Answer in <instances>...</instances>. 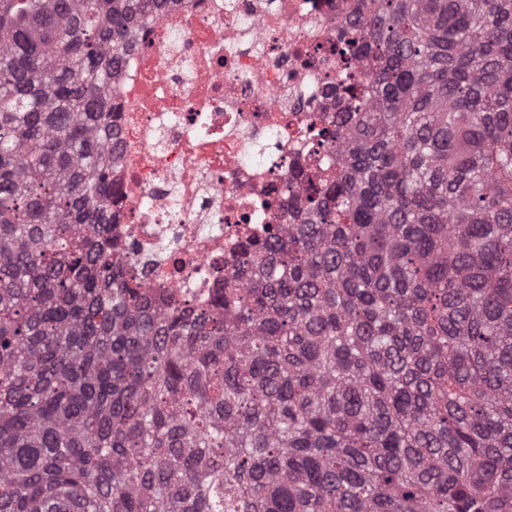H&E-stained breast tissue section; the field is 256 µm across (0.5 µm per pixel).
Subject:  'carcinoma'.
Listing matches in <instances>:
<instances>
[{"label":"carcinoma","mask_w":512,"mask_h":512,"mask_svg":"<svg viewBox=\"0 0 512 512\" xmlns=\"http://www.w3.org/2000/svg\"><path fill=\"white\" fill-rule=\"evenodd\" d=\"M164 0H0V512H512V0H360L336 170L206 309L112 238Z\"/></svg>","instance_id":"obj_1"}]
</instances>
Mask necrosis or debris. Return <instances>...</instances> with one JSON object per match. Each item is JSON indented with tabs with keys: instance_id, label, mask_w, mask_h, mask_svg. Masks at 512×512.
I'll return each instance as SVG.
<instances>
[{
	"instance_id": "necrosis-or-debris-1",
	"label": "necrosis or debris",
	"mask_w": 512,
	"mask_h": 512,
	"mask_svg": "<svg viewBox=\"0 0 512 512\" xmlns=\"http://www.w3.org/2000/svg\"><path fill=\"white\" fill-rule=\"evenodd\" d=\"M359 0H169L114 78L112 231L155 298L207 306L245 241L289 221L299 169L336 166L312 134L337 87L370 80L341 30Z\"/></svg>"
}]
</instances>
